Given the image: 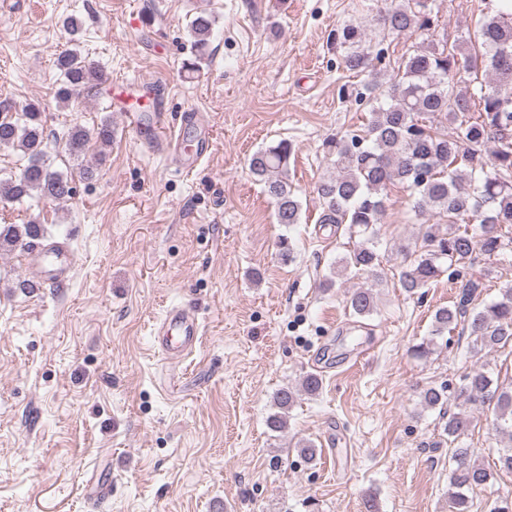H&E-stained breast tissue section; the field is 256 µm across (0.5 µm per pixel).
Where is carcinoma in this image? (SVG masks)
Returning a JSON list of instances; mask_svg holds the SVG:
<instances>
[{
  "mask_svg": "<svg viewBox=\"0 0 512 512\" xmlns=\"http://www.w3.org/2000/svg\"><path fill=\"white\" fill-rule=\"evenodd\" d=\"M431 0H404L380 9L375 18L379 30L398 38L408 32L435 29ZM213 25L211 16L200 13L190 23L196 45L205 46ZM332 43L343 49L346 69L366 72L370 82L359 87L342 85L340 94L357 101L368 100L369 118L364 134L330 136L324 140L325 158L332 172L317 186L321 212L319 224H345L349 237H359L336 261V279L350 273L373 277V285L353 289L347 300L355 317L377 312L374 287L383 283L378 274L380 255L373 245L375 226L381 223L389 191L401 187L410 192L412 211L423 223H431L398 274L400 288L413 296L439 276L441 264L448 263V279L460 281L459 301L436 310L431 335L416 346L420 357L432 353L434 337L457 326L482 349L492 350L512 342V284L501 289L491 302L475 303L484 284L464 278L476 254L491 257L512 244L502 227H512V14H486L476 23L474 37L448 45L409 48L402 55L396 74L386 76L387 52L372 44L366 28L346 24L331 35ZM56 68L61 80L54 97L61 103L80 94L98 92L105 78L97 64L76 48L60 51ZM483 69L488 82L477 91L455 90L448 78L461 73L478 74ZM39 102L23 106L21 114L0 120V146L21 152L27 164L19 175L0 179V200L5 202L36 196L60 202L72 198V179L50 169L43 160L45 130ZM443 118L454 125V133L436 123ZM101 144L112 141V122L103 121L94 133ZM81 126L65 135L68 154L80 157L90 141ZM291 144L281 141L256 151L249 170L271 199L278 224H298L302 205L288 182ZM44 236L35 221L0 228V249H24ZM321 378L310 373L299 386L279 389L273 404L277 412L268 417L274 432L287 428L288 413L302 395L314 396ZM421 404L439 408L443 432L458 439L473 423L472 410L483 408L493 416L498 433L512 437V385L494 383L490 373L476 370L462 379L454 390L449 385L431 386L419 393ZM453 464L448 485L450 512H470L468 493L484 486L493 473L472 460L469 448L450 449Z\"/></svg>",
  "mask_w": 512,
  "mask_h": 512,
  "instance_id": "1",
  "label": "carcinoma"
}]
</instances>
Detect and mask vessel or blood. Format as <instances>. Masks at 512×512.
I'll return each mask as SVG.
<instances>
[{
	"instance_id": "1",
	"label": "vessel or blood",
	"mask_w": 512,
	"mask_h": 512,
	"mask_svg": "<svg viewBox=\"0 0 512 512\" xmlns=\"http://www.w3.org/2000/svg\"><path fill=\"white\" fill-rule=\"evenodd\" d=\"M200 113L190 110L180 115L179 124L169 126L165 135L167 162L182 171L196 168L209 154L212 141L208 133H200L193 148H185V130L199 124ZM75 266L72 251L61 243H32L27 250L26 267L31 280L44 288H56L70 280ZM154 348L168 359L182 361L197 348L201 322L196 310L184 304L168 307L152 328Z\"/></svg>"
}]
</instances>
